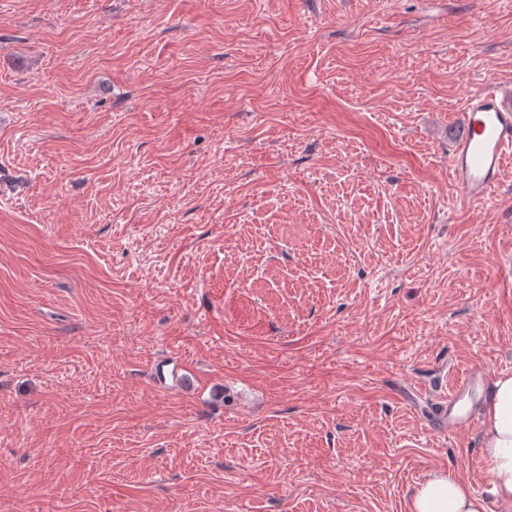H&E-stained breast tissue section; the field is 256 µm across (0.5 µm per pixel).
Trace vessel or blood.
Returning a JSON list of instances; mask_svg holds the SVG:
<instances>
[{"label":"vessel or blood","instance_id":"b4317fda","mask_svg":"<svg viewBox=\"0 0 512 512\" xmlns=\"http://www.w3.org/2000/svg\"><path fill=\"white\" fill-rule=\"evenodd\" d=\"M512 160V101L499 87L487 85L471 94L464 107V130L448 154L453 186L461 201H487L504 165ZM479 386L472 373L454 380L444 396L448 430L456 432L469 418L456 410L457 404Z\"/></svg>","mask_w":512,"mask_h":512}]
</instances>
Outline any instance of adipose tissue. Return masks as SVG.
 Here are the masks:
<instances>
[{
  "mask_svg": "<svg viewBox=\"0 0 512 512\" xmlns=\"http://www.w3.org/2000/svg\"><path fill=\"white\" fill-rule=\"evenodd\" d=\"M481 454L488 486L448 470L434 472L410 497V512H512V376L494 380L483 407Z\"/></svg>",
  "mask_w": 512,
  "mask_h": 512,
  "instance_id": "1",
  "label": "adipose tissue"
}]
</instances>
